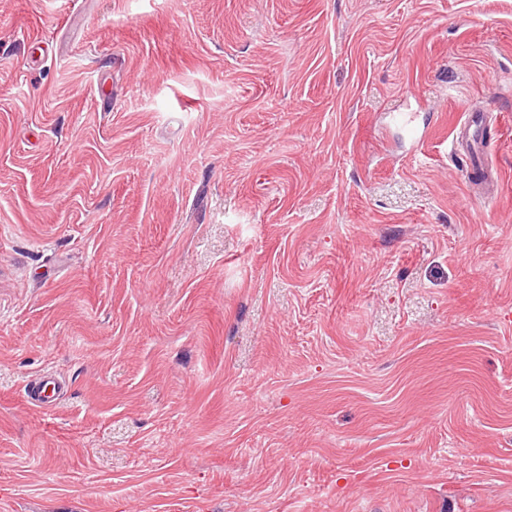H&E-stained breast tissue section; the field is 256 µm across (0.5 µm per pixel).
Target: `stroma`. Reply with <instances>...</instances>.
<instances>
[{
	"label": "stroma",
	"instance_id": "35a3bbf8",
	"mask_svg": "<svg viewBox=\"0 0 512 512\" xmlns=\"http://www.w3.org/2000/svg\"><path fill=\"white\" fill-rule=\"evenodd\" d=\"M0 512H512V0H0ZM485 112H468L465 119L458 125L453 141V151L460 147L468 163V177L474 178L489 188V195H496L499 187V176L489 163L488 153L483 138Z\"/></svg>",
	"mask_w": 512,
	"mask_h": 512
}]
</instances>
